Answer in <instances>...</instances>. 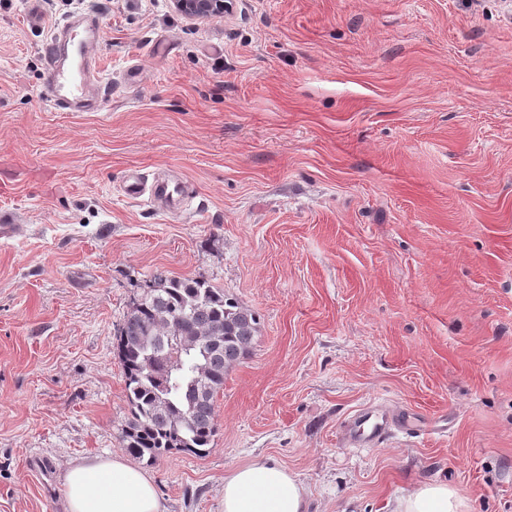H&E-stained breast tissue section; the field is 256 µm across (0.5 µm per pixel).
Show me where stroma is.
Segmentation results:
<instances>
[{"instance_id":"obj_1","label":"stroma","mask_w":512,"mask_h":512,"mask_svg":"<svg viewBox=\"0 0 512 512\" xmlns=\"http://www.w3.org/2000/svg\"><path fill=\"white\" fill-rule=\"evenodd\" d=\"M86 13L111 87L62 112L41 46ZM0 182V512H66L70 465L126 456L116 333L158 272L259 317L210 453L144 466L167 512H224L264 459L307 512L431 482L512 512V0H0ZM369 403L423 426L347 446ZM173 8L189 20L219 16L233 9L234 0H172ZM123 192L132 199L147 197L154 201H162L172 210H179L184 205V188L178 182H161L148 186L147 182L132 178L125 182Z\"/></svg>"}]
</instances>
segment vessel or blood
Returning <instances> with one entry per match:
<instances>
[{
    "label": "vessel or blood",
    "mask_w": 512,
    "mask_h": 512,
    "mask_svg": "<svg viewBox=\"0 0 512 512\" xmlns=\"http://www.w3.org/2000/svg\"><path fill=\"white\" fill-rule=\"evenodd\" d=\"M99 28L84 29L69 22L53 32L42 54L46 64V82L55 107L62 111H80L95 106L100 96L101 78L92 63L99 42ZM124 194L132 199L162 201L169 209L184 205V188L177 182L147 184L138 178L125 182ZM413 427L410 414L368 406L349 420L344 437L350 446L384 442L393 431L408 432Z\"/></svg>",
    "instance_id": "vessel-or-blood-1"
}]
</instances>
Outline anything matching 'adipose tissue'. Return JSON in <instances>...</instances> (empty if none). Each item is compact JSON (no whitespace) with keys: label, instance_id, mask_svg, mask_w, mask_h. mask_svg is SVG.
<instances>
[{"label":"adipose tissue","instance_id":"ef3b65f1","mask_svg":"<svg viewBox=\"0 0 512 512\" xmlns=\"http://www.w3.org/2000/svg\"><path fill=\"white\" fill-rule=\"evenodd\" d=\"M68 512H164L150 476L119 456L71 465L65 474ZM465 498L443 483L399 497L394 512H466ZM224 512H306L303 485L274 460L239 466L224 477Z\"/></svg>","mask_w":512,"mask_h":512}]
</instances>
